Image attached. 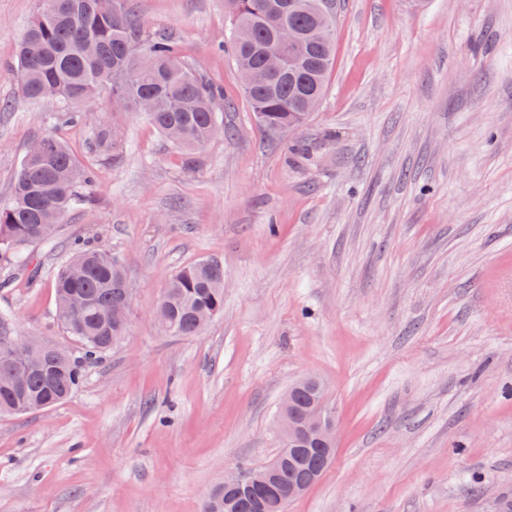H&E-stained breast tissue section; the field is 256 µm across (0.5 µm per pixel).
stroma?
Wrapping results in <instances>:
<instances>
[{
    "instance_id": "stroma-1",
    "label": "stroma",
    "mask_w": 512,
    "mask_h": 512,
    "mask_svg": "<svg viewBox=\"0 0 512 512\" xmlns=\"http://www.w3.org/2000/svg\"><path fill=\"white\" fill-rule=\"evenodd\" d=\"M38 0H0V206L55 131L95 182L34 267L0 260V309L68 350L55 269L107 246L129 329L66 401L0 418V512H199L279 448L278 405L313 374L333 462L288 512H498L512 498V0H338L336 58L300 134L259 127L221 46L224 0H137L223 88L224 134L189 155L107 96L53 125L10 70ZM117 122L120 159L89 147ZM304 152L292 154L293 139ZM224 266L197 336L153 322L170 276Z\"/></svg>"
}]
</instances>
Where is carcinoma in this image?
Returning <instances> with one entry per match:
<instances>
[{"mask_svg":"<svg viewBox=\"0 0 512 512\" xmlns=\"http://www.w3.org/2000/svg\"><path fill=\"white\" fill-rule=\"evenodd\" d=\"M224 0L229 20L226 42L234 64L248 83L242 90L263 127L290 131L303 127L319 105L335 61V0ZM40 7L23 28L16 52V72L30 99L58 103L55 124L83 123L76 107L105 91L123 112H138L184 152L204 147L224 127L219 113L232 102L208 83L163 35H145L134 19L132 0H112V11L100 12L96 0H53ZM301 35L300 49L285 54L283 69L271 72L268 58L279 53L278 31ZM47 145L40 159L21 160L11 202L0 207V256L31 265L22 248L51 241L67 212L84 202L80 189L93 171L81 166L53 133L40 137ZM91 145L121 148L119 130L110 124L93 129ZM103 245L79 244L53 276L56 317L81 355L62 350L53 377L34 373L22 392L0 390V416L49 409L71 396L84 382L87 364L99 360L128 328V315H112L113 304L129 299L124 265ZM224 311V266L201 260L174 273L165 289L160 314L163 330L196 336ZM288 409L300 414L309 406L328 409L324 385L293 383L285 393ZM336 448L318 447L297 433L281 444L271 468H244L249 483L229 494L219 489L204 500L201 512H264L271 492L288 497V488L315 485L335 456Z\"/></svg>","mask_w":512,"mask_h":512,"instance_id":"cac0c4a2","label":"carcinoma"}]
</instances>
